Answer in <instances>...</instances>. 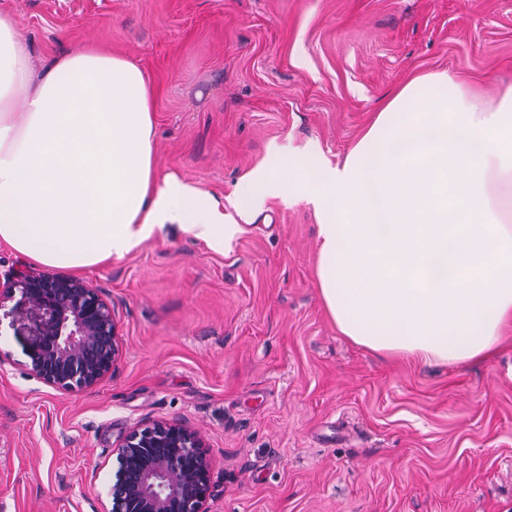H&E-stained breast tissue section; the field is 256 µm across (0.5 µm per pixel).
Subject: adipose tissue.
<instances>
[{
	"instance_id": "1",
	"label": "adipose tissue",
	"mask_w": 512,
	"mask_h": 512,
	"mask_svg": "<svg viewBox=\"0 0 512 512\" xmlns=\"http://www.w3.org/2000/svg\"><path fill=\"white\" fill-rule=\"evenodd\" d=\"M320 218L317 288L337 332L428 365L490 358L512 326V85L491 103L456 74L411 79L343 164L271 145L232 214L154 166L152 95L124 57L85 46L42 70L0 11V242L79 273L177 224L222 247L267 199Z\"/></svg>"
}]
</instances>
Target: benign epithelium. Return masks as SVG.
<instances>
[{
  "label": "benign epithelium",
  "instance_id": "obj_1",
  "mask_svg": "<svg viewBox=\"0 0 512 512\" xmlns=\"http://www.w3.org/2000/svg\"><path fill=\"white\" fill-rule=\"evenodd\" d=\"M22 297L40 310L25 366L59 391L86 390L112 375L119 337L112 306L79 279L17 274ZM102 512H205L212 461L185 421L140 423L115 446Z\"/></svg>",
  "mask_w": 512,
  "mask_h": 512
}]
</instances>
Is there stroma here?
I'll list each match as a JSON object with an SVG mask.
<instances>
[{
    "mask_svg": "<svg viewBox=\"0 0 512 512\" xmlns=\"http://www.w3.org/2000/svg\"><path fill=\"white\" fill-rule=\"evenodd\" d=\"M33 66L95 44L144 72L154 162L218 200L272 144L345 158L413 75L493 100L512 0H0ZM318 219L272 199L217 248L165 225L87 271L121 356L90 391L25 368L38 310L0 304V512H101L113 448L152 420L200 431L206 512H512V343L468 366L339 336L315 284Z\"/></svg>",
    "mask_w": 512,
    "mask_h": 512,
    "instance_id": "1",
    "label": "stroma"
}]
</instances>
